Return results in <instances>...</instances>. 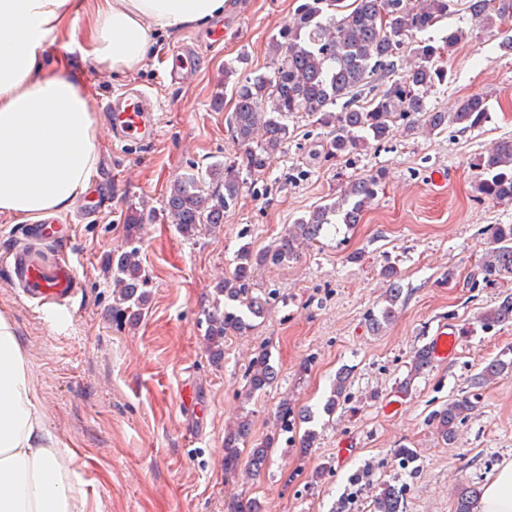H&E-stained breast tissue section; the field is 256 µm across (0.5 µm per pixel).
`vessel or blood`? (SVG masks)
<instances>
[{"mask_svg": "<svg viewBox=\"0 0 512 512\" xmlns=\"http://www.w3.org/2000/svg\"><path fill=\"white\" fill-rule=\"evenodd\" d=\"M198 53L193 46L186 45L165 60V69L175 79L184 78L195 71ZM104 109L109 112L113 132L128 144L152 141L157 134L153 120L155 104L151 96L143 91L125 90L108 98ZM64 230L63 225L50 219L27 227L29 240L50 243ZM12 280L16 288L38 304H53L56 313H64L71 298L79 288L74 267L67 261L54 260L51 270L42 264L28 248L17 250L11 261ZM458 349V338L447 329H439L433 336L429 350L433 359L445 361L453 358Z\"/></svg>", "mask_w": 512, "mask_h": 512, "instance_id": "b4317fda", "label": "vessel or blood"}]
</instances>
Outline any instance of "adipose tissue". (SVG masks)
<instances>
[{
    "label": "adipose tissue",
    "instance_id": "1",
    "mask_svg": "<svg viewBox=\"0 0 512 512\" xmlns=\"http://www.w3.org/2000/svg\"><path fill=\"white\" fill-rule=\"evenodd\" d=\"M81 0H0V215L36 223L70 208L96 172L99 126L78 70L46 49ZM224 0H105L94 61L140 69L158 33L202 27ZM0 512H85L37 409L23 346L0 313Z\"/></svg>",
    "mask_w": 512,
    "mask_h": 512
}]
</instances>
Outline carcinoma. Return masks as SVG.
I'll use <instances>...</instances> for the list:
<instances>
[{"mask_svg": "<svg viewBox=\"0 0 512 512\" xmlns=\"http://www.w3.org/2000/svg\"><path fill=\"white\" fill-rule=\"evenodd\" d=\"M454 6V0H353L350 4L346 0H304L293 23L271 42L274 67L268 72L255 71L233 84L235 108L230 127L244 146L243 155L228 164L217 162L204 174L190 172L175 178L164 202L171 222L186 237L194 236L203 225L224 223V212L237 204L241 194V170L257 172L270 164L288 140V117L297 112L316 115L320 124L334 128L330 147L335 153L356 149L369 137L386 139L396 118L408 114L421 115L432 132H440L450 124L463 130L482 128L491 115L487 100L481 96L463 99L452 113L431 112L425 102V95L433 87L448 80V70L440 62L467 37L466 32L450 29L437 40L428 37L416 42L405 59L404 70L398 71L405 40L448 19ZM466 10L479 28L490 30L512 17V0H466ZM376 78L387 80L383 92L367 106L356 104L358 93ZM338 104L341 111L336 112L333 107ZM476 166L481 171L479 194L496 202H512V139L495 142L479 156ZM385 180L383 171L355 178L337 199L296 218L267 249L258 252L248 243L238 249L234 269L215 286L214 307L206 316L205 336L211 344L213 359L224 356V338L250 329L253 319L264 311L266 301L253 294L255 268L280 266L296 259L302 241H316L324 230L336 224L338 217L345 224L358 223ZM141 224L143 211L130 209L125 217L126 245L112 252L104 265L115 287L112 317L130 324L140 319L149 300V276L139 247ZM480 273L486 278L512 273V224L492 227L491 248L480 264ZM383 275L391 283L387 306L371 317L377 330L392 321L394 307L402 295L395 267H386ZM508 322H512V293L478 317L484 331ZM430 363L426 349L416 350L411 377L402 387L408 388L411 378ZM509 373L512 358H497L477 374L475 383L483 385ZM273 379L270 354L262 350L249 363L248 389L263 393ZM347 382L348 374L338 373L324 412L331 414L336 410ZM472 409V402L466 397L448 403L437 414L441 438L447 442L454 440L457 422ZM249 434V423L244 421L236 432L225 436L224 473L239 469L243 453L239 444L246 442ZM273 444L274 438L269 437L249 449V464L254 470L266 464ZM478 495L475 489L463 488L455 512H473ZM375 512H403L397 487L389 484L383 488L375 501Z\"/></svg>", "mask_w": 512, "mask_h": 512, "instance_id": "cac0c4a2", "label": "carcinoma"}]
</instances>
